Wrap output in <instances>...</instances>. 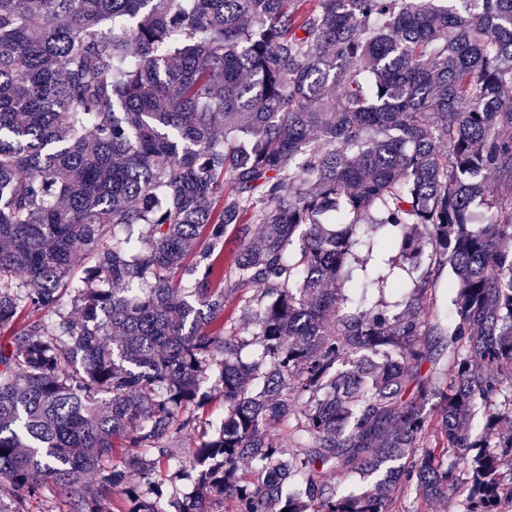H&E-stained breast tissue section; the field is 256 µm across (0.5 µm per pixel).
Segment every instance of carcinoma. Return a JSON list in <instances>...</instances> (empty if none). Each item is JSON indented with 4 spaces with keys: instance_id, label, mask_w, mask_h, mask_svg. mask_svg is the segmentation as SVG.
<instances>
[{
    "instance_id": "carcinoma-1",
    "label": "carcinoma",
    "mask_w": 512,
    "mask_h": 512,
    "mask_svg": "<svg viewBox=\"0 0 512 512\" xmlns=\"http://www.w3.org/2000/svg\"><path fill=\"white\" fill-rule=\"evenodd\" d=\"M459 2L0 0L1 479L67 512H509L512 0ZM178 469L177 461L171 462V466H166V471L161 472L158 476L159 482L165 492L171 493L172 490L177 491L181 496L190 493L193 489L192 482L186 478H175L174 473ZM402 508L409 512H457L459 510L455 499L444 497L426 503L415 499L413 494L402 501Z\"/></svg>"
}]
</instances>
